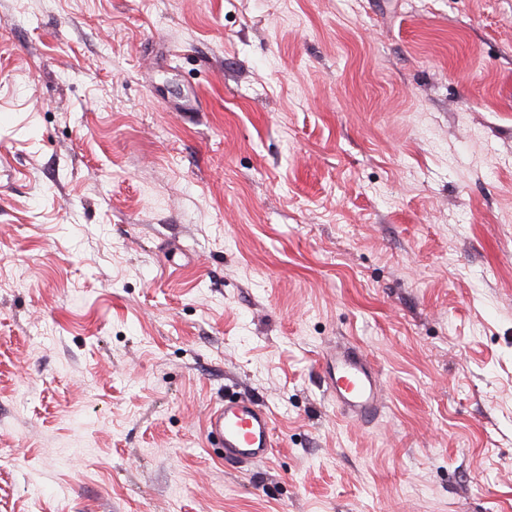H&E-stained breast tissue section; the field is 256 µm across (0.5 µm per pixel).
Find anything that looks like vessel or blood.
Here are the masks:
<instances>
[{
    "instance_id": "obj_1",
    "label": "vessel or blood",
    "mask_w": 512,
    "mask_h": 512,
    "mask_svg": "<svg viewBox=\"0 0 512 512\" xmlns=\"http://www.w3.org/2000/svg\"><path fill=\"white\" fill-rule=\"evenodd\" d=\"M322 361L337 411L366 422L373 420L382 404V382L368 356L344 344L326 350ZM207 430L222 456L235 462L264 460L273 446L267 410L245 397H227L211 408Z\"/></svg>"
}]
</instances>
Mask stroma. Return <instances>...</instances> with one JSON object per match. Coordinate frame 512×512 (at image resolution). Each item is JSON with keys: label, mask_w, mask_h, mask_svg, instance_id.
Masks as SVG:
<instances>
[{"label": "stroma", "mask_w": 512, "mask_h": 512, "mask_svg": "<svg viewBox=\"0 0 512 512\" xmlns=\"http://www.w3.org/2000/svg\"><path fill=\"white\" fill-rule=\"evenodd\" d=\"M0 512H512V0H0ZM328 392L343 416L369 422L382 404V382L367 355L341 345L322 354ZM207 430L211 446L231 461H261L273 447L269 413L250 398L224 396L208 413Z\"/></svg>", "instance_id": "1"}]
</instances>
